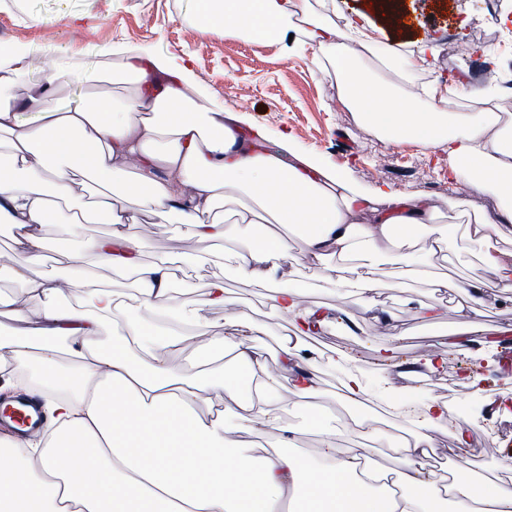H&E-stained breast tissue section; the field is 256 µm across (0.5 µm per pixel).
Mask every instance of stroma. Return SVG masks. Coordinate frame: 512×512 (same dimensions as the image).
<instances>
[{
  "label": "stroma",
  "instance_id": "obj_1",
  "mask_svg": "<svg viewBox=\"0 0 512 512\" xmlns=\"http://www.w3.org/2000/svg\"><path fill=\"white\" fill-rule=\"evenodd\" d=\"M500 20L495 37H488L486 20ZM331 17L336 21L357 20L374 31L377 43L393 45L407 57L425 54V71H384L375 77L394 91L417 94V108H425L426 88L438 84L448 95L452 112H480L492 108L512 113L503 81H512V0H401L397 13L382 11L376 0H333ZM22 45L28 67L13 89L16 98H26L30 88L43 82L46 54L57 57L67 72L58 83L56 102L62 108L89 104L98 93L109 92L116 100L130 97L134 85L113 81L122 70L128 50L162 59L189 60L204 101L229 112L239 113L245 124L265 128L272 142L289 136L294 149L315 157L326 166L347 164L351 176L367 190L384 185L403 194H424L434 203L441 223L450 227L448 263L439 273L456 278L478 271L476 247H463L458 230L467 217L451 208L450 200L465 202L488 216H496L495 196H470L464 182L454 180L448 157L424 150L418 144H384L366 125L347 112L336 94V79L320 69L315 50L302 43L261 45L235 36L215 34L201 28L195 0H0V45ZM467 44L472 54H459ZM467 75L477 96L458 88L456 80ZM112 230L108 224L70 227L66 215L47 225L49 244L46 269L60 281L72 278L74 266H81L99 285L125 295L134 291L136 278L130 272H115L99 263L86 250L89 239ZM128 233L139 243L145 262L168 261L178 268L173 284L174 302L203 306L205 326L197 330L202 344H215L225 321L235 310H244L262 325L259 344L269 362L278 358L279 339L289 333L288 318L271 319L259 289L233 277L224 265V245L215 243L214 261L191 263L199 243L190 238L183 224H161L153 217L138 215ZM303 253L282 270L283 284L305 283L303 301L321 305L330 315L312 344L330 358L349 355L368 383L383 380L421 402L436 396L448 401L446 433L440 434V448L430 469L442 472L455 466L448 430L460 425L470 429L474 460L487 475L512 478L506 463L512 462V412L497 416L487 413L489 404L512 396V376L503 366L512 359V345L483 348L491 328L512 326V302L501 301L496 288L486 292L485 332L461 337L449 348L446 362L436 373L421 370L403 375L402 365L414 364L427 348L428 339L417 317L418 305L435 303L440 312L430 330L454 329L457 315L447 294H434L417 280L396 285L389 265H382L383 288L379 299L391 309L401 325L413 331L410 338L397 341L369 318L362 302L341 294L335 287L314 278ZM220 278L231 306L206 305V286Z\"/></svg>",
  "mask_w": 512,
  "mask_h": 512
}]
</instances>
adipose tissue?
<instances>
[{
    "mask_svg": "<svg viewBox=\"0 0 512 512\" xmlns=\"http://www.w3.org/2000/svg\"><path fill=\"white\" fill-rule=\"evenodd\" d=\"M197 12L205 30L265 44L285 42L292 18L300 17V35L316 48L317 64L332 66L340 100L356 121L386 143L410 140L447 154L455 179L473 195H496L497 217L472 215L463 231L480 249L484 277L424 278L435 291L465 295L456 309L460 335L480 326L485 289L512 299V252L498 246L512 235L511 113L451 112L447 98L434 93L418 111L411 96H386L359 57V48L373 43L367 27L336 28L309 0H198ZM26 67L22 50L0 48V142L9 148L0 155V224L27 258L14 272L26 288L24 305L0 295V316L12 321L0 327V391L42 401L45 426L25 439L0 435V512H425L426 502L440 500L463 503L466 512H512V489L485 490L479 475L449 484L425 472L432 431L448 416L439 398L407 412L416 430L402 440L360 415L328 426L317 376L323 353L304 343L322 313L303 305L300 284L278 280L302 252L319 278L358 296L374 321L394 328L377 298L382 260L392 259L398 277L412 274L422 238L431 255L448 257V229L424 197L366 192L341 167L297 154L286 137L270 147L263 128L242 127L237 113L203 102L183 63L130 51L125 74L133 94L120 105L101 95L90 110L58 107L53 91L63 73L52 69L26 101L25 120L7 89ZM91 182L98 195L80 201L76 187ZM121 197L136 198L161 222L187 225L203 246L249 226L232 272L263 292L270 316L290 319L279 344L289 404L271 400L280 380L257 343L262 327L247 312L233 315L219 336V373H188L171 363L168 350L190 339L155 335L154 322L170 317L190 326L201 310L173 303L176 269L141 261L127 231L136 217L119 209ZM222 200L240 202L236 222H220L214 206ZM62 210L74 226L111 225L86 249L110 268L132 271L134 293L119 299L79 280L64 287L44 270L43 229ZM277 224L287 233L274 232ZM65 290L67 303L59 300ZM109 327L116 334L105 347L99 338ZM241 379L253 382V392H240ZM291 407L320 436L327 466H311L291 450V428L282 420ZM352 432L390 442L399 467L384 471L369 449L340 447ZM258 437L274 452L259 454Z\"/></svg>",
    "mask_w": 512,
    "mask_h": 512,
    "instance_id": "adipose-tissue-1",
    "label": "adipose tissue"
}]
</instances>
